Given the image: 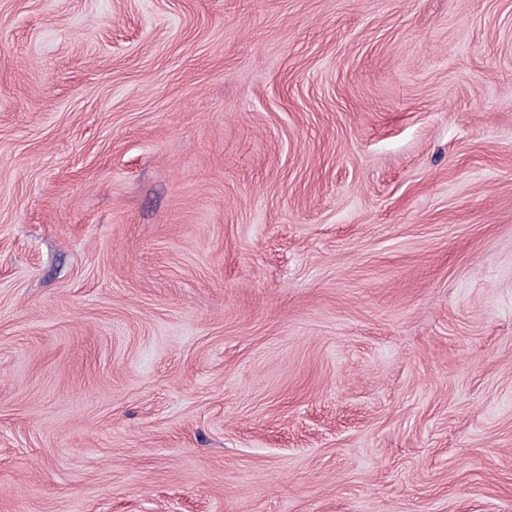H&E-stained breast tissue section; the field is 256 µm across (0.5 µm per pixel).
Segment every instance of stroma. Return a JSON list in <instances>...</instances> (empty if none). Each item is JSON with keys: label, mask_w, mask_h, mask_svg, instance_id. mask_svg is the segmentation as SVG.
Wrapping results in <instances>:
<instances>
[{"label": "stroma", "mask_w": 512, "mask_h": 512, "mask_svg": "<svg viewBox=\"0 0 512 512\" xmlns=\"http://www.w3.org/2000/svg\"><path fill=\"white\" fill-rule=\"evenodd\" d=\"M0 512H512V0H0Z\"/></svg>", "instance_id": "1"}]
</instances>
